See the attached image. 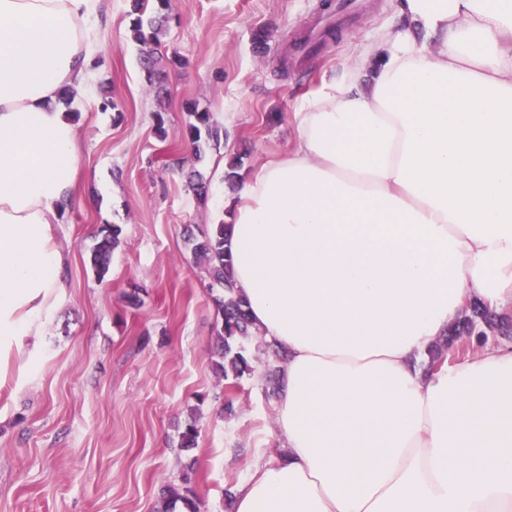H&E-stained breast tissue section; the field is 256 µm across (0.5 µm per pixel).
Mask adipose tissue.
Wrapping results in <instances>:
<instances>
[{"instance_id":"adipose-tissue-1","label":"adipose tissue","mask_w":512,"mask_h":512,"mask_svg":"<svg viewBox=\"0 0 512 512\" xmlns=\"http://www.w3.org/2000/svg\"><path fill=\"white\" fill-rule=\"evenodd\" d=\"M101 0H0V349L63 288L53 226ZM400 30L224 200L234 281L285 348L283 449L235 512H512V343L423 370L478 304L512 314V0H396Z\"/></svg>"}]
</instances>
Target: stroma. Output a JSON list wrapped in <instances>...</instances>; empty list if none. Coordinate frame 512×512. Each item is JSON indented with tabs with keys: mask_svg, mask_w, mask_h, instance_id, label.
<instances>
[{
	"mask_svg": "<svg viewBox=\"0 0 512 512\" xmlns=\"http://www.w3.org/2000/svg\"><path fill=\"white\" fill-rule=\"evenodd\" d=\"M104 3L91 77L67 108L81 175L55 227L65 286L0 382V512H154L190 463L200 512H229L226 491L282 446L278 402L265 395L263 364L233 388L217 372L223 290L195 266L188 239L223 223L225 196L239 193L224 180L228 161L239 158L244 178L286 153L312 93L395 31L393 0H358L340 17L330 0H170L162 101L130 39V0ZM191 100L224 128L200 162L182 141ZM191 170L209 179L207 199L188 187ZM103 224L120 243L100 279L90 256ZM191 419L198 444L185 452Z\"/></svg>",
	"mask_w": 512,
	"mask_h": 512,
	"instance_id": "1",
	"label": "stroma"
}]
</instances>
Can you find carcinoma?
<instances>
[{
  "label": "carcinoma",
  "instance_id": "1",
  "mask_svg": "<svg viewBox=\"0 0 512 512\" xmlns=\"http://www.w3.org/2000/svg\"><path fill=\"white\" fill-rule=\"evenodd\" d=\"M158 8L148 10V0H131L135 18L131 24V38L140 47V59L145 78L150 87L160 83L162 70L160 36L166 30L168 16L164 13L168 0H156ZM188 121L182 130V138L196 151L205 147H220L224 128L218 125L211 112L197 103L186 105ZM229 224H214L200 236L192 238V253L197 265L201 266L214 282L224 288V297L215 299L220 327L217 329L216 345L222 361L216 363L224 378L236 380L254 373L252 362L258 353L272 347L258 336L246 306L245 299L237 292L233 282L230 253ZM120 231L105 224L97 233L90 263L95 275L102 279L109 271L112 252L119 242ZM451 339L445 337L428 350L427 367L445 359ZM194 465L187 466L181 484L166 487L161 497V507L156 512H175L176 503H182L185 512H200L196 495L191 486Z\"/></svg>",
  "mask_w": 512,
  "mask_h": 512
}]
</instances>
